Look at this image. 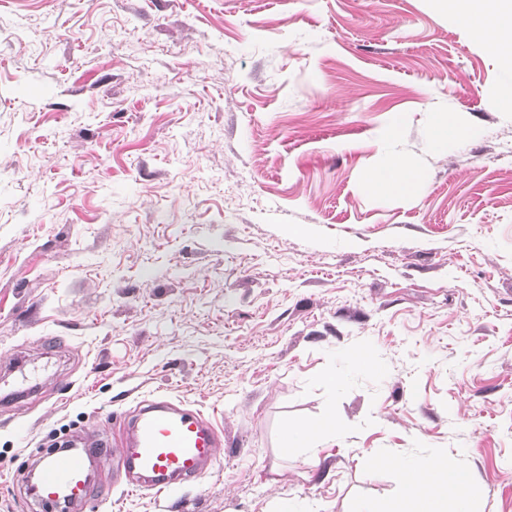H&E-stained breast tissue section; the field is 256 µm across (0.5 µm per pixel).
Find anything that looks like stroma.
I'll return each mask as SVG.
<instances>
[{
	"label": "stroma",
	"instance_id": "obj_1",
	"mask_svg": "<svg viewBox=\"0 0 512 512\" xmlns=\"http://www.w3.org/2000/svg\"><path fill=\"white\" fill-rule=\"evenodd\" d=\"M501 72L431 0H0V512L158 391L221 466L86 512H358L437 460L512 512ZM388 150L414 195L365 184ZM459 133V128L448 121L445 115H439L431 131V141L435 148H440L448 144V141L455 138ZM287 430L289 441L293 443L294 448H298L306 444L314 433L324 435L335 432V417L332 412H329L315 422L299 427H291Z\"/></svg>",
	"mask_w": 512,
	"mask_h": 512
}]
</instances>
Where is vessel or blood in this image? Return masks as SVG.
<instances>
[{"label":"vessel or blood","mask_w":512,"mask_h":512,"mask_svg":"<svg viewBox=\"0 0 512 512\" xmlns=\"http://www.w3.org/2000/svg\"><path fill=\"white\" fill-rule=\"evenodd\" d=\"M223 445L222 431L201 410L155 393L138 401L113 439L75 434L42 452L25 482L41 512H82L103 461L125 487L167 495L221 464Z\"/></svg>","instance_id":"b4317fda"}]
</instances>
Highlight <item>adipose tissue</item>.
<instances>
[{
	"instance_id": "1",
	"label": "adipose tissue",
	"mask_w": 512,
	"mask_h": 512,
	"mask_svg": "<svg viewBox=\"0 0 512 512\" xmlns=\"http://www.w3.org/2000/svg\"><path fill=\"white\" fill-rule=\"evenodd\" d=\"M435 8L466 26L492 53L512 64V0H433ZM386 197L415 193L422 185L418 171L398 156L366 175ZM402 494L379 503L374 512H472V489L466 472L447 464L399 466Z\"/></svg>"
}]
</instances>
